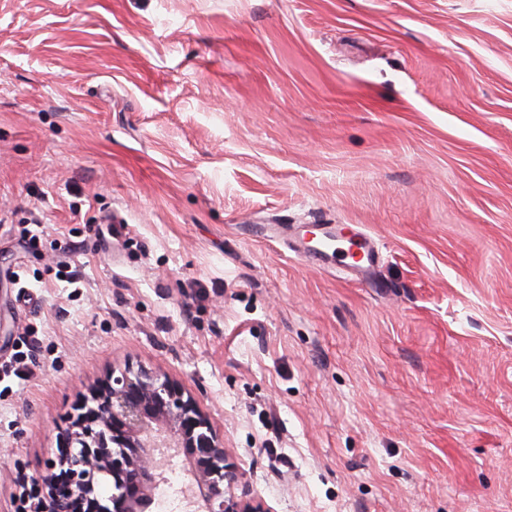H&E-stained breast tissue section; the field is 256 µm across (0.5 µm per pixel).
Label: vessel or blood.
I'll use <instances>...</instances> for the list:
<instances>
[{
	"label": "vessel or blood",
	"instance_id": "obj_1",
	"mask_svg": "<svg viewBox=\"0 0 512 512\" xmlns=\"http://www.w3.org/2000/svg\"><path fill=\"white\" fill-rule=\"evenodd\" d=\"M307 252L322 260L336 261L337 265L364 277L371 275L378 263L371 239L345 225L316 226Z\"/></svg>",
	"mask_w": 512,
	"mask_h": 512
}]
</instances>
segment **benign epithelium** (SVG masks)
<instances>
[{
  "label": "benign epithelium",
  "mask_w": 512,
  "mask_h": 512,
  "mask_svg": "<svg viewBox=\"0 0 512 512\" xmlns=\"http://www.w3.org/2000/svg\"><path fill=\"white\" fill-rule=\"evenodd\" d=\"M159 448H188L205 512H265L238 497L239 475L227 463L224 440L210 427L197 401L174 379L126 367L77 407L67 432L64 458L50 460L33 491L39 505L20 499L18 512H145L153 502ZM112 486V507L100 503L96 487Z\"/></svg>",
  "instance_id": "obj_1"
}]
</instances>
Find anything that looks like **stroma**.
I'll return each instance as SVG.
<instances>
[{
    "mask_svg": "<svg viewBox=\"0 0 512 512\" xmlns=\"http://www.w3.org/2000/svg\"><path fill=\"white\" fill-rule=\"evenodd\" d=\"M128 363L269 512H512V0H0V512ZM311 233L315 236L305 253L322 260H335L337 265L363 277L374 271L379 257L367 235L339 224L318 225Z\"/></svg>",
    "mask_w": 512,
    "mask_h": 512,
    "instance_id": "1",
    "label": "stroma"
}]
</instances>
